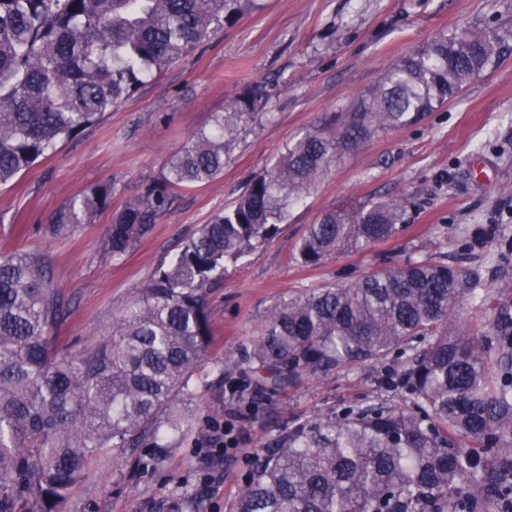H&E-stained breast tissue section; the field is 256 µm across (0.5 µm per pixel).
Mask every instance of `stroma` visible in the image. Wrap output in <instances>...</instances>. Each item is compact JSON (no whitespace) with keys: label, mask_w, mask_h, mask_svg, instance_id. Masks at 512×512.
Returning <instances> with one entry per match:
<instances>
[{"label":"stroma","mask_w":512,"mask_h":512,"mask_svg":"<svg viewBox=\"0 0 512 512\" xmlns=\"http://www.w3.org/2000/svg\"><path fill=\"white\" fill-rule=\"evenodd\" d=\"M504 30H512V0H262L260 10L225 27L212 45L146 79L98 124L0 187V249L46 256L69 305L55 334L73 351L91 348L108 338L113 319L183 239L230 208L247 181L289 146L332 127L337 113L390 64L441 32ZM255 84L264 85L266 105L230 147L223 173L175 189L170 210L127 256L115 261L105 250L108 212L66 241L45 237L48 217L87 185L114 183L116 207L139 194L192 135L211 128L215 113ZM390 197L408 201L407 223L395 237L317 266L299 261L301 239L325 211ZM511 241L512 52L419 124L347 153L290 208L273 239L228 267L209 294L213 342L180 407L182 428L163 467L135 478L129 457L105 449L63 512H168L177 498L199 492L204 512H229L245 462L292 419L379 395L397 406L407 400L402 392L377 393L372 365L304 376L257 419L236 425L234 450L201 486L211 426L229 420L236 408L228 381L239 372V349L261 334L276 303L409 258H435L462 265L477 279L478 295L459 307L460 323L474 327L500 309L512 312Z\"/></svg>","instance_id":"obj_1"}]
</instances>
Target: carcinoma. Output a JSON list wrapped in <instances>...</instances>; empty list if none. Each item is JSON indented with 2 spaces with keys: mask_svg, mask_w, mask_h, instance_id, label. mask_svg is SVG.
<instances>
[{
  "mask_svg": "<svg viewBox=\"0 0 512 512\" xmlns=\"http://www.w3.org/2000/svg\"><path fill=\"white\" fill-rule=\"evenodd\" d=\"M260 0H0V186L97 124L151 77L208 41ZM509 40L442 33L394 62L346 112L252 177L235 204L163 260L112 322L111 338L80 353L50 338L64 304L41 255L0 251V512H60L103 448L133 458L141 477L170 453L178 402L212 341L207 296L256 245L274 237L341 157L419 123L503 55ZM255 85L210 131L194 134L160 181L112 216L106 250L122 259L171 204L172 189L224 171V156L264 106ZM115 187L95 183L44 225L66 240L109 209ZM395 197L330 210L298 250L310 266L396 236ZM472 280L432 258L365 274L276 305L241 348L231 393L252 418L302 376L379 364L397 352L396 408L368 400L288 429L248 462L232 512H490L512 499V319L473 331L456 321Z\"/></svg>",
  "mask_w": 512,
  "mask_h": 512,
  "instance_id": "obj_1",
  "label": "carcinoma"
}]
</instances>
